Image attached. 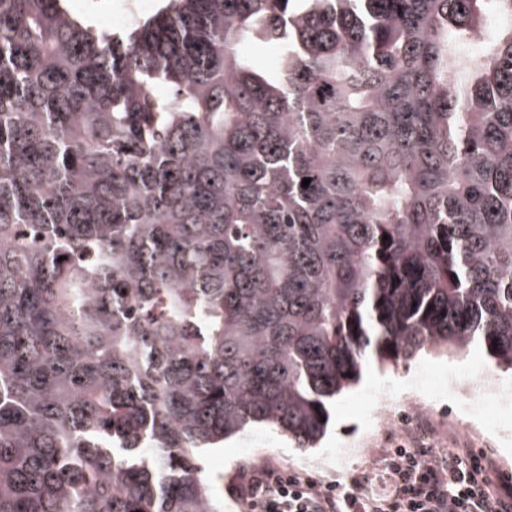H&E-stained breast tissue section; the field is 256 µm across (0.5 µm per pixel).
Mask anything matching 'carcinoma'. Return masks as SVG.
Instances as JSON below:
<instances>
[{
  "mask_svg": "<svg viewBox=\"0 0 512 512\" xmlns=\"http://www.w3.org/2000/svg\"><path fill=\"white\" fill-rule=\"evenodd\" d=\"M511 4L167 0L120 35L0 0V512H224L207 451L312 447L370 352L512 371V26L471 49Z\"/></svg>",
  "mask_w": 512,
  "mask_h": 512,
  "instance_id": "carcinoma-1",
  "label": "carcinoma"
}]
</instances>
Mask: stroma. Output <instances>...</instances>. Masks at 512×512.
<instances>
[{
	"instance_id": "obj_1",
	"label": "stroma",
	"mask_w": 512,
	"mask_h": 512,
	"mask_svg": "<svg viewBox=\"0 0 512 512\" xmlns=\"http://www.w3.org/2000/svg\"><path fill=\"white\" fill-rule=\"evenodd\" d=\"M487 369L493 370L496 381L512 384V374L492 369L486 349L477 344L461 352L424 350L394 364L369 361L359 383L331 403L330 424L318 447H296L275 430L260 426L251 432L255 448L244 446L238 436L209 452L208 471L216 495L224 502V512H245L236 487L240 473L252 468L269 466L278 472H298L321 484L354 472L375 478L385 449L406 439L405 433L380 431L372 422L370 414L383 389L401 404L430 405L433 449H471L482 465L490 466L496 483L512 491V412L494 402L483 404L477 411L466 409L457 394L438 383L446 373L470 389L477 373Z\"/></svg>"
}]
</instances>
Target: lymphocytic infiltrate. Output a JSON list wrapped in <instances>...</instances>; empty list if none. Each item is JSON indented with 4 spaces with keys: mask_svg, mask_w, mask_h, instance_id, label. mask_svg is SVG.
<instances>
[{
    "mask_svg": "<svg viewBox=\"0 0 512 512\" xmlns=\"http://www.w3.org/2000/svg\"><path fill=\"white\" fill-rule=\"evenodd\" d=\"M385 462L377 492L357 478L321 486L256 468L243 473L238 494L251 512H512V494H501L464 449L442 458L410 442L388 449Z\"/></svg>",
    "mask_w": 512,
    "mask_h": 512,
    "instance_id": "1",
    "label": "lymphocytic infiltrate"
}]
</instances>
